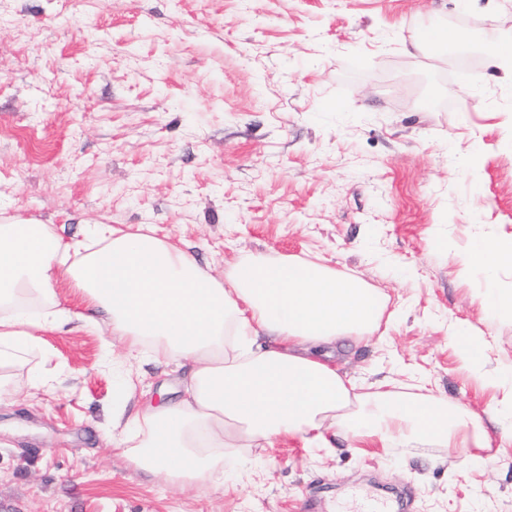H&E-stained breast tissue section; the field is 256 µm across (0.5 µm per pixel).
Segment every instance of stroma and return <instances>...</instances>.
I'll return each instance as SVG.
<instances>
[{
  "label": "stroma",
  "instance_id": "1",
  "mask_svg": "<svg viewBox=\"0 0 512 512\" xmlns=\"http://www.w3.org/2000/svg\"><path fill=\"white\" fill-rule=\"evenodd\" d=\"M511 20L512 0H0L1 214L66 238L149 225L219 277L244 253L360 277L392 321L337 349L340 371L423 383L497 442L464 460L282 437L183 492L107 443L118 343L74 323L0 401V512H337L353 488L409 490L408 512H512V318L482 306L512 264L489 278L460 259L512 240V80L485 53ZM430 27L469 42L418 49ZM460 330L485 342L482 369ZM137 371L139 403L177 397L181 371ZM453 345L466 364L470 366H480L482 364L484 345L474 336L459 333L453 338Z\"/></svg>",
  "mask_w": 512,
  "mask_h": 512
}]
</instances>
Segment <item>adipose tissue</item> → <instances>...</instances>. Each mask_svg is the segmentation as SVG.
<instances>
[{
  "instance_id": "ef3b65f1",
  "label": "adipose tissue",
  "mask_w": 512,
  "mask_h": 512,
  "mask_svg": "<svg viewBox=\"0 0 512 512\" xmlns=\"http://www.w3.org/2000/svg\"><path fill=\"white\" fill-rule=\"evenodd\" d=\"M61 279L85 312L61 308ZM386 308L383 293L322 263L246 253L219 278L152 232L99 224L91 242H66L42 224L0 221V393L41 332L75 321L106 325L143 361L189 362L181 398L112 413L135 467L182 488L208 491L226 457L284 435L319 451L349 438L464 456L490 447L479 418L447 398L381 382L365 391L317 355L367 339Z\"/></svg>"
}]
</instances>
